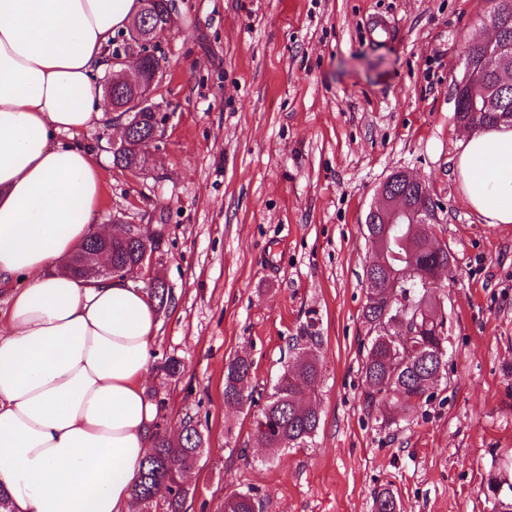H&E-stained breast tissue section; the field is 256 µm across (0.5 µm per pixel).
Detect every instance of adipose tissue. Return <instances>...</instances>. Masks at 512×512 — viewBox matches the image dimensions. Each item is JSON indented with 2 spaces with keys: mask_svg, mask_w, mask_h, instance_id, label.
Listing matches in <instances>:
<instances>
[{
  "mask_svg": "<svg viewBox=\"0 0 512 512\" xmlns=\"http://www.w3.org/2000/svg\"><path fill=\"white\" fill-rule=\"evenodd\" d=\"M138 0H0V486L12 512H130L157 406L155 307L66 265L95 232L103 161L79 132L111 119L95 78ZM455 170L484 224H512V126L465 134Z\"/></svg>",
  "mask_w": 512,
  "mask_h": 512,
  "instance_id": "adipose-tissue-1",
  "label": "adipose tissue"
}]
</instances>
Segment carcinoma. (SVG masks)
I'll return each instance as SVG.
<instances>
[{"instance_id":"1","label":"carcinoma","mask_w":512,"mask_h":512,"mask_svg":"<svg viewBox=\"0 0 512 512\" xmlns=\"http://www.w3.org/2000/svg\"><path fill=\"white\" fill-rule=\"evenodd\" d=\"M494 21L502 31L504 42L512 45V0H502L498 5ZM468 59L483 75L484 92L495 99L499 112H486L483 97L477 102L461 98L464 112L461 118L471 122L476 129L500 124L499 115L512 116V86L506 87L498 81V67L493 57L473 43L468 48ZM140 120L131 139L121 151L112 154L114 165L129 168L138 159L143 141L158 124L153 112L139 111ZM107 251L112 265L121 271L135 266L140 259L143 244L132 237L116 235L110 239L90 237L84 250L92 248ZM451 258L448 248L435 246L431 249L428 240L415 242L410 256L401 263L392 261L396 271L402 273L403 282L399 288L401 299L390 304L383 294L367 291L362 318L367 327V354L362 366L364 377L363 400L366 408L380 405L397 407L394 392L403 393V403L408 405L428 396L433 372L437 369L434 357L447 355L446 338L442 322L438 318H426L422 312L424 297L430 278L435 269L446 264ZM409 308V318L414 320L410 334L399 342L387 343L379 335L382 320H391ZM304 351L293 364L294 373L283 372L278 384L268 397L265 407L253 422L256 435L272 451L298 447L311 438L320 425V415L309 402L320 374L319 361L314 348L316 337L301 336ZM252 376V362L244 356L229 360L224 374V404L235 407L243 400L251 399L247 393ZM204 443L201 432L192 420L183 422L176 438L156 432L151 454L144 459L132 489L135 506L147 509L154 501L164 502L167 512H185L188 492L184 488L180 471L202 450ZM375 512H399L394 493L384 489L374 499ZM224 512H262V502L248 492H234L224 497Z\"/></svg>"}]
</instances>
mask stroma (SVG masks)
<instances>
[{"mask_svg": "<svg viewBox=\"0 0 512 512\" xmlns=\"http://www.w3.org/2000/svg\"><path fill=\"white\" fill-rule=\"evenodd\" d=\"M488 0H178L156 44L152 100L163 135L149 168L112 162L121 130L79 135L104 159L90 224L159 238L134 286L164 284L157 366L145 381L168 435L197 423L204 449L187 512L250 492L263 512H512V224L480 223L453 172L464 130L455 86L464 50L489 38ZM393 27L373 41L372 20ZM424 179L436 244L454 261L433 290L448 338L431 397L366 409L362 226L393 172ZM319 340L309 443L270 455L252 427L290 358ZM253 363L244 407L224 404L229 358ZM181 372L166 376L168 358Z\"/></svg>", "mask_w": 512, "mask_h": 512, "instance_id": "35a3bbf8", "label": "stroma"}]
</instances>
